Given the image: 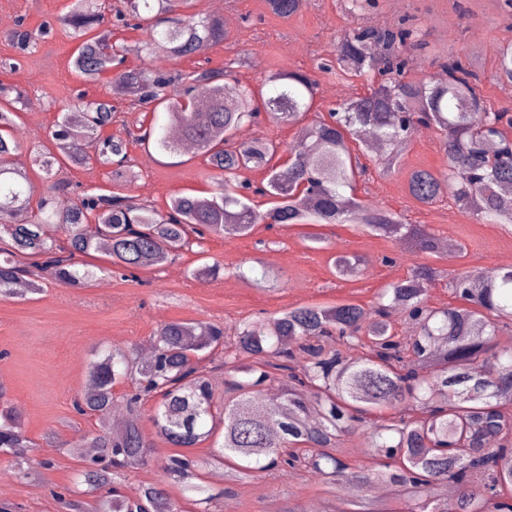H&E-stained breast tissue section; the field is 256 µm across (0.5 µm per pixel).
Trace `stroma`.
Returning a JSON list of instances; mask_svg holds the SVG:
<instances>
[{
	"label": "stroma",
	"instance_id": "stroma-1",
	"mask_svg": "<svg viewBox=\"0 0 512 512\" xmlns=\"http://www.w3.org/2000/svg\"><path fill=\"white\" fill-rule=\"evenodd\" d=\"M199 9L233 16L228 41L209 46L205 53L180 62L179 68L222 69L230 59L243 56L247 66L236 68V86L257 87L269 72L282 68L304 71L318 82L319 111L355 97L365 90L362 80L342 84L332 93V79L318 71L329 58L338 36L354 28H380L406 22L419 29L425 45L407 51V75L423 79L439 71L453 57L469 60L482 83L480 93L492 109L512 115V87L493 81L502 45L512 41V0H376L375 7L351 14L344 0H310L307 8L290 18L275 16L266 0H199ZM70 9V0H0V17L24 19L35 29L43 22H56ZM75 41L63 30L41 42L29 55H20L0 28V82L22 90L27 99L40 101L39 118L21 112L17 137L23 145L45 142L59 109L75 93L102 96L108 79L89 83L73 69ZM164 114H153L119 104L117 118L102 130V137H117L127 152L138 178L115 183L106 167L90 164L67 171L71 184L94 187L145 198L160 210L169 197L207 190L209 169L203 158L181 160L157 148H144L136 137L149 125L163 124ZM377 154L362 156L368 171L360 178L356 194L401 213L406 222L422 225L440 236L464 245L455 260L444 253L413 252L392 237L369 233L358 224L318 226L324 244L308 240L303 226L256 225L252 234L235 239L209 237L183 251L172 264L140 272L137 278H122L105 271L104 258H95L100 271L89 288L73 291L54 284L26 299H0V383L7 399L23 415L27 436L34 442L35 461L43 462L32 480L12 478L0 495V506L10 512H66L59 494L72 485L81 458L71 453L76 435L100 430L97 418L78 415L73 406L85 387L87 364L98 346L140 347L151 343L160 324L168 321H217L232 327L258 315L276 314L299 306H331L354 303L375 306L383 290L409 276L423 264L435 268L439 279L429 288V305L457 306L448 283L476 269L512 267V227L483 224L463 212L451 193L436 203L423 205L409 194L413 170L435 172L446 168V155L435 130L412 136L400 162L384 171ZM276 257L284 287L267 290L248 285L240 271L255 261ZM339 256H354L361 264L357 275L337 276L333 262ZM220 263L218 278L193 277L204 263ZM155 398L140 407L142 432L152 447L147 462L132 469L123 491L166 481L171 497L183 512H197L181 483L165 480L160 459L170 455L169 445L157 435L153 423ZM196 482L208 485L213 499L210 512H287L299 507L307 512L318 505L320 512L343 506L342 493L305 469L281 475L255 470L241 480L217 481L212 471L198 472Z\"/></svg>",
	"mask_w": 512,
	"mask_h": 512
}]
</instances>
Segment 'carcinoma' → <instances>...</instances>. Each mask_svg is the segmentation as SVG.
<instances>
[{
  "label": "carcinoma",
  "mask_w": 512,
  "mask_h": 512,
  "mask_svg": "<svg viewBox=\"0 0 512 512\" xmlns=\"http://www.w3.org/2000/svg\"><path fill=\"white\" fill-rule=\"evenodd\" d=\"M196 2L120 0L108 15L100 0H71L60 24L78 41L72 66L86 80L113 73L110 95L64 105L49 145L29 149L24 160L14 137L24 94L0 83L1 299L17 297L14 284L25 277L31 294L42 291L45 279L86 288L94 273L81 258L95 253L133 273L165 266L207 235L243 237L258 224H361L371 233L401 235L413 251H438L434 233L357 197L356 181L367 167L349 142L367 151L365 131L384 146L386 168L397 163L418 127L440 131L448 168L414 171L411 196L431 204L449 189L459 209L478 221L512 224V195L501 192L512 185V118L486 105L469 62L457 57L434 76L409 79L405 53L419 45L417 28L401 23L347 31L331 50L333 63L322 70L338 83L364 77L370 87L306 126L309 141L294 145L281 164L279 144L262 137L241 140L239 133L263 120L302 123L316 98L308 74L280 70L255 90L228 82L233 66L244 64L241 58L221 71L122 67L123 47L107 29L112 22L135 21L149 61L173 64L193 58L202 43L226 42L224 15L197 11ZM267 3L282 19L296 12V0ZM52 32L48 23L33 32L21 19L8 39L26 53ZM495 79L512 86V43L501 50ZM120 101L165 113L161 130L145 129L137 141L173 154L191 142L212 170L211 188L174 193L164 211L114 192L65 198L71 184L59 174L67 166L96 161L110 167L114 181L136 179L126 143L100 137ZM38 170L53 186L33 208L31 174ZM252 170L265 171L267 182L248 195L242 189L252 182L243 173ZM253 194L271 197L273 206L254 209ZM61 226L68 229L63 242L57 238ZM358 265L356 257L334 259L340 277L358 273ZM437 280L436 269L420 265L386 289L415 325L413 335L402 338L391 331L389 306L341 303L249 319L235 328L231 350L222 323L170 321L157 329L148 360L132 347L94 351L87 380L96 392L81 395L74 409L105 418L116 406L114 387L127 381V423L119 432L84 439L92 453L77 484L85 489L70 490L76 499L68 506L82 512L79 497L92 495L96 512H179L162 481L132 498L119 487L126 472L151 454L139 408L144 398L157 397L154 425L170 447L212 441L206 459L181 452L162 466L167 477L184 482V490L201 495L198 512H208L213 495L188 479L205 466L226 463L225 476L232 478L260 468L288 472L305 466L336 490L384 483L407 512H512V469L503 467L512 456V346L493 343L498 324H512V267L468 271L448 282L462 301L458 307L429 306L428 287ZM250 282L283 286L280 271L263 264ZM359 346L363 357L347 356ZM202 352L222 355V397L200 366ZM5 396L0 383V456L16 477L27 479L35 444ZM359 426L385 459L376 468L353 467L337 455L339 437ZM293 447L306 448V454Z\"/></svg>",
  "instance_id": "cac0c4a2"
}]
</instances>
